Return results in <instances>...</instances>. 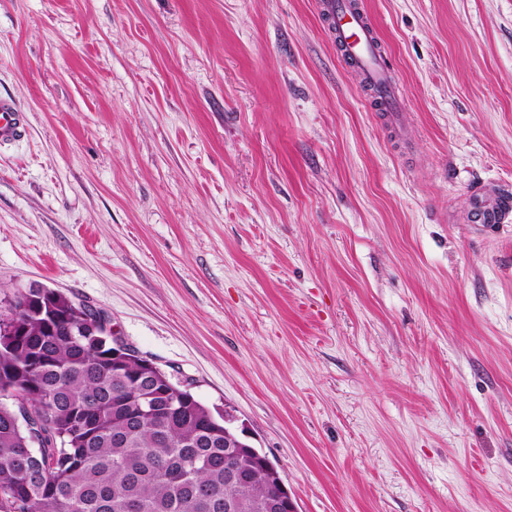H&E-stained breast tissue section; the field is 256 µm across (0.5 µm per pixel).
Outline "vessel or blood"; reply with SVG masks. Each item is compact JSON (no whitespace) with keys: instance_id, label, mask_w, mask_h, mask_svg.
<instances>
[{"instance_id":"1","label":"vessel or blood","mask_w":512,"mask_h":512,"mask_svg":"<svg viewBox=\"0 0 512 512\" xmlns=\"http://www.w3.org/2000/svg\"><path fill=\"white\" fill-rule=\"evenodd\" d=\"M330 41L362 76L374 94L376 111L384 113L390 124H397L403 96L389 71L381 45L375 39L376 26L364 10L355 9L351 0H317ZM24 118L13 102L0 99V140L20 137ZM512 214V203L503 194L479 191L466 217L470 224H497Z\"/></svg>"}]
</instances>
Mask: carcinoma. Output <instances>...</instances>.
Segmentation results:
<instances>
[{
  "mask_svg": "<svg viewBox=\"0 0 512 512\" xmlns=\"http://www.w3.org/2000/svg\"><path fill=\"white\" fill-rule=\"evenodd\" d=\"M100 309L58 291L18 289L0 314V490L13 512H224V497L243 495L240 512H268L264 475L243 472L245 489L224 477V414L187 391L140 377L142 358L117 339ZM155 410L137 407L143 385ZM39 441L43 475L17 467Z\"/></svg>",
  "mask_w": 512,
  "mask_h": 512,
  "instance_id": "carcinoma-1",
  "label": "carcinoma"
}]
</instances>
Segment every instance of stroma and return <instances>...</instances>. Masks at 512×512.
<instances>
[{"label": "stroma", "instance_id": "1", "mask_svg": "<svg viewBox=\"0 0 512 512\" xmlns=\"http://www.w3.org/2000/svg\"><path fill=\"white\" fill-rule=\"evenodd\" d=\"M0 0V309L51 288L209 407L297 512H512V0ZM330 41L341 50L374 94V107L390 125L397 126V112L403 102L401 89L389 71L381 45L376 41V26L362 8L356 10L351 0H318ZM24 118L16 105L0 99V140H10L20 137L24 132ZM509 213H511L510 200L505 201L504 194L485 188L474 196L465 222L468 224H498ZM264 474L266 480L273 484L275 498L270 507L277 512H297L294 500L284 485L278 470L274 466H265Z\"/></svg>", "mask_w": 512, "mask_h": 512}]
</instances>
